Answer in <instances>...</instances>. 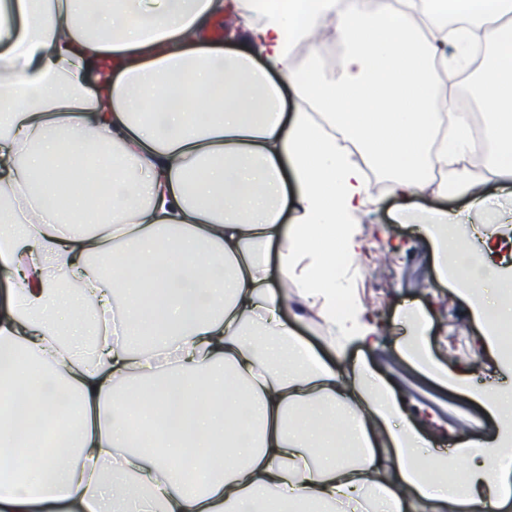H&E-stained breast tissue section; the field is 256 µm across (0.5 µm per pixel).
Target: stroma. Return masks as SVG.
I'll use <instances>...</instances> for the list:
<instances>
[{
	"label": "stroma",
	"mask_w": 512,
	"mask_h": 512,
	"mask_svg": "<svg viewBox=\"0 0 512 512\" xmlns=\"http://www.w3.org/2000/svg\"><path fill=\"white\" fill-rule=\"evenodd\" d=\"M371 193L373 203L354 218L363 241V268L352 271L350 288L367 311L377 344L368 351L351 344L347 356H366L399 386L407 412L429 449L456 468L463 463L455 449L457 442L482 445L495 435L496 424L472 392L442 384L400 352L398 345L407 335L394 322L400 305L417 299L429 312L433 327L425 341L439 364L469 369L479 386L496 380L500 372L481 357L466 304L437 282L429 239L415 225L394 221L398 202L389 194L382 174H374Z\"/></svg>",
	"instance_id": "obj_1"
}]
</instances>
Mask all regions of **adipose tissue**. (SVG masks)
I'll return each instance as SVG.
<instances>
[{
  "mask_svg": "<svg viewBox=\"0 0 512 512\" xmlns=\"http://www.w3.org/2000/svg\"><path fill=\"white\" fill-rule=\"evenodd\" d=\"M0 0V512H464L512 505V382L483 392L499 422L455 484L366 359H345L357 315L340 280L352 217L386 176L397 219L433 245L483 352L507 363L512 258L484 187L512 196V0ZM246 18L235 46L201 33ZM344 51L323 62L319 31ZM477 70L484 146L438 111ZM292 89L303 110L285 112ZM448 178L434 188L422 170ZM95 178L110 208L86 188ZM66 209L51 207L60 182ZM465 197L455 213L415 197ZM341 342L323 357L288 323L285 288ZM44 411L32 465L19 404ZM181 413L135 451L132 421Z\"/></svg>",
  "mask_w": 512,
  "mask_h": 512,
  "instance_id": "1",
  "label": "adipose tissue"
}]
</instances>
